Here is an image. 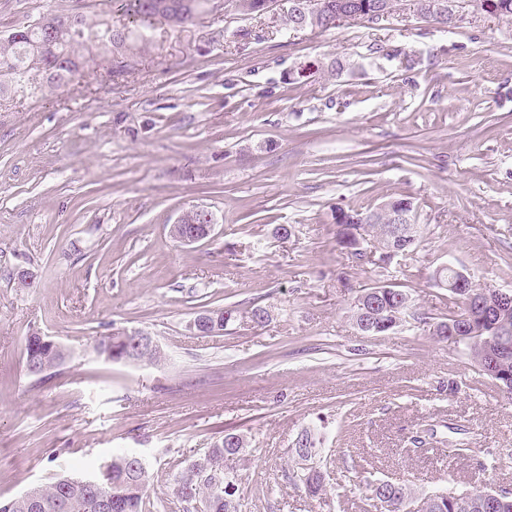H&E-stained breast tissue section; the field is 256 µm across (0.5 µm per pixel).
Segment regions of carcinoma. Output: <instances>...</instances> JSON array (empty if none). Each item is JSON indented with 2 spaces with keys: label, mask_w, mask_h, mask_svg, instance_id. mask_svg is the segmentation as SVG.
<instances>
[{
  "label": "carcinoma",
  "mask_w": 512,
  "mask_h": 512,
  "mask_svg": "<svg viewBox=\"0 0 512 512\" xmlns=\"http://www.w3.org/2000/svg\"><path fill=\"white\" fill-rule=\"evenodd\" d=\"M207 0H115L113 5L130 28L149 30L168 23L170 16L186 20L205 7ZM327 4L326 12L348 10L366 14L376 9L394 12L401 0H322ZM104 52L112 62L133 61L137 58L136 46L131 32L109 30L101 22L89 23L82 14L57 10L42 16L22 29L11 32L0 41V96L11 94L20 98L45 89L60 87L87 74L93 52ZM406 205L413 211L410 201L400 198L387 202L378 213L379 223L369 224L366 218L374 210L355 207L339 210L336 214V244L345 247V239L351 230L360 228L369 240L379 247L387 246L389 237L383 221L392 210ZM358 266L371 263L387 269L394 258L371 259L357 250L350 251ZM457 311L448 316V321L457 324L469 322L475 310L463 294L451 297ZM239 309L235 306L209 310V330H223L237 319ZM121 329L96 340L94 349L100 356L109 354L118 357L127 354L124 345L118 343ZM28 370L45 374L61 364L62 352L55 346L41 342L37 334L26 338ZM501 363L491 365L486 360L474 361L478 372L496 384H503L500 373L507 371L512 376V347L499 354ZM437 426L429 421L418 425L411 444H424L437 438ZM244 434L236 431L224 432L223 438L215 441L198 459L188 463L180 471L166 479L167 497L151 502L148 489L152 480L142 457L136 454H117L104 461L95 475L98 487L91 489L86 479L69 474L59 475L52 483L37 486L29 491L0 501V512H165L172 503H178L183 512H241V497L235 463L245 460L249 445H240ZM313 456L319 455L312 434L303 431L297 437L294 456L302 450ZM305 492L319 497L326 489L323 471L310 466L299 476ZM411 491L403 485L390 486L378 481L369 486L361 497L360 512H377L378 504L389 502L387 512H401ZM437 512H512V493L500 494L484 501H475L461 509L448 499L436 506Z\"/></svg>",
  "instance_id": "1"
}]
</instances>
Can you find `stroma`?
<instances>
[{
  "label": "stroma",
  "instance_id": "stroma-1",
  "mask_svg": "<svg viewBox=\"0 0 512 512\" xmlns=\"http://www.w3.org/2000/svg\"><path fill=\"white\" fill-rule=\"evenodd\" d=\"M78 6L93 21L109 9L0 0V37ZM138 47L128 71L101 56L49 101H0V501L64 469L93 477L121 452L143 456L161 497L166 474L228 430L251 439L242 512H358L379 480L417 498L512 488V399L433 335L455 310L440 265L512 289V24L448 32L406 5L378 28L289 32L278 17L211 12ZM396 198L425 228L417 260L356 266L336 244L337 209ZM194 206L214 231L179 244L170 226ZM281 224L290 237H274ZM389 281L414 317L361 334L357 297ZM254 303L273 307L268 326L249 321ZM227 306L241 315L223 335L191 334L197 311ZM115 328L148 333L164 360L99 356ZM34 331L68 351L42 378L27 370ZM423 419L462 422L493 465L407 451ZM306 429L320 440L318 501L287 455Z\"/></svg>",
  "mask_w": 512,
  "mask_h": 512
}]
</instances>
